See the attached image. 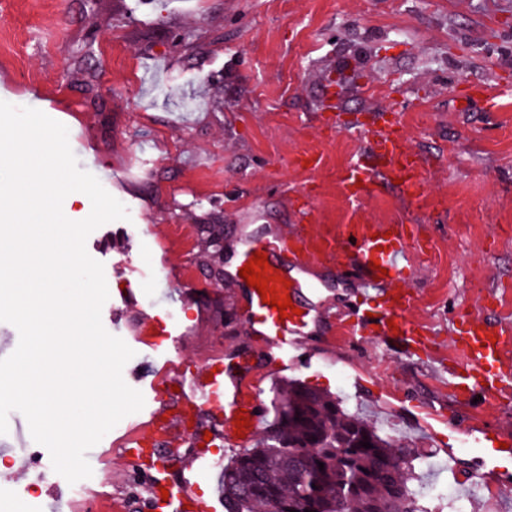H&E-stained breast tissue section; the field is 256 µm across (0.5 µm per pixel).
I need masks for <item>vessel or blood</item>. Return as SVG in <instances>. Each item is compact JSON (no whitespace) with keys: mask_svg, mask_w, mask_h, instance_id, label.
Here are the masks:
<instances>
[{"mask_svg":"<svg viewBox=\"0 0 512 512\" xmlns=\"http://www.w3.org/2000/svg\"><path fill=\"white\" fill-rule=\"evenodd\" d=\"M459 100L466 107L479 105L487 110L494 107L492 96L484 87H464ZM360 134L364 139L363 149L336 175L340 191L349 203L373 198L383 185L398 179L416 208L433 206L435 199L428 190L427 178L430 164L408 145L400 123L385 120L365 124ZM428 248V241L404 223L365 227L350 224L338 233H322L303 224L295 232L290 256L285 261L279 258L281 248L277 240L247 243L238 255V267H245L255 254L267 256V273L277 277L278 295L289 296L293 305L301 309L300 314L281 317L278 309L264 304L256 288H248V327L263 336L270 347L293 348L294 361H301L303 354L297 349L298 342L315 326L318 311L316 304L302 303L306 288L297 273L321 264L353 270L366 290L362 302L350 312L346 335L388 338L397 328L410 351L426 350L428 334L420 322L409 316L412 297L408 285ZM374 261L386 269V276H378L371 270ZM171 371L170 382L178 386L177 397L184 405L182 417L154 414L146 430H134L126 438L124 455L149 478L147 502L152 512H198L200 505L192 495L193 481L185 478L170 482L166 460L157 452V443L179 445L184 420L198 424L207 417L217 422L225 440L235 441V416L242 408L251 415L244 433L253 436L263 421L262 400L239 373L221 369L211 379L199 380L196 388L201 397L196 400L182 390L179 366H172ZM448 388L459 396L477 389L487 401L497 404L512 397V322L489 321L479 309L457 315L448 340Z\"/></svg>","mask_w":512,"mask_h":512,"instance_id":"vessel-or-blood-1","label":"vessel or blood"}]
</instances>
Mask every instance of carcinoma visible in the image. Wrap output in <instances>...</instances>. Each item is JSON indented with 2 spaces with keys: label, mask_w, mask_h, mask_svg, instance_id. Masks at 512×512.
<instances>
[{
  "label": "carcinoma",
  "mask_w": 512,
  "mask_h": 512,
  "mask_svg": "<svg viewBox=\"0 0 512 512\" xmlns=\"http://www.w3.org/2000/svg\"><path fill=\"white\" fill-rule=\"evenodd\" d=\"M82 43L65 70L81 86L84 104L99 112L100 72ZM197 225L199 265L211 277L224 238ZM273 418L254 448L224 464V512H429L416 484L418 454L350 411L338 398L288 382L276 389ZM367 440L366 449L360 441ZM324 469H319V463Z\"/></svg>",
  "instance_id": "obj_1"
}]
</instances>
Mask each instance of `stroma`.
<instances>
[{
    "label": "stroma",
    "instance_id": "1",
    "mask_svg": "<svg viewBox=\"0 0 512 512\" xmlns=\"http://www.w3.org/2000/svg\"><path fill=\"white\" fill-rule=\"evenodd\" d=\"M90 0H0V100L37 107L30 86L61 94L45 107L68 129L81 169L122 202L129 220L95 229L89 255L103 263L109 298L102 323L135 356L123 369L140 391L143 408L124 417L93 448L86 487L98 495L92 512L126 503L149 512L145 476L121 454L124 439L153 411L170 408L164 387L169 363L200 375L215 362L245 368L248 382L270 404L285 381L339 397L376 426L399 437L434 468H419L422 483L456 482L470 512H512V456L496 461L501 474L487 499L478 480L483 451L471 427L512 436V406L460 400L441 371L448 357V319L487 294L512 318V92L496 88L512 78V0H97L113 19L87 32ZM198 48L184 56L181 41ZM93 43L111 126L83 103L64 75L79 39ZM336 74V109H322L324 82ZM496 93L497 109H460L462 86ZM401 101L396 118L410 147L433 160L428 173L435 208L417 212L400 190L384 187L362 208L342 200L336 175L358 153L355 128ZM315 151L318 170L296 157ZM221 216L232 263L246 240L289 238L297 224L340 230L355 214L387 223L406 220L431 249L410 283V311L432 334L428 359L397 340L337 333L359 291L351 273L312 266L321 288L318 323L301 346L309 363L272 371L275 357L244 319L243 288L232 278L215 283L192 261L196 217ZM167 331L161 346L144 344V321ZM151 360L153 381L136 365ZM1 448L23 447V466L0 469L6 512H65L53 497L65 483L46 480L39 502L28 486L51 472L48 450L32 439L26 418L8 417ZM189 434L180 452L205 451L208 476L195 488L216 497L214 476L233 450L222 439L201 446Z\"/></svg>",
    "mask_w": 512,
    "mask_h": 512
}]
</instances>
